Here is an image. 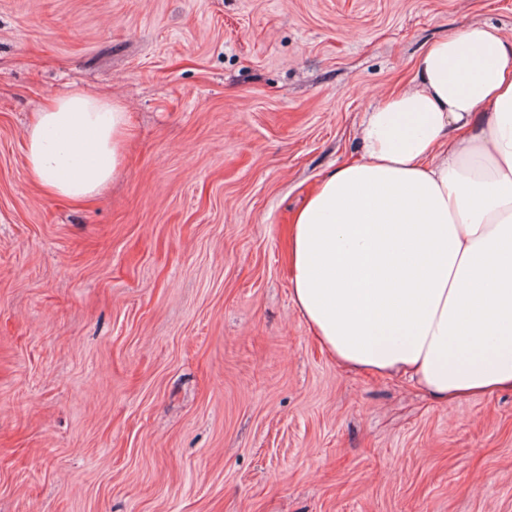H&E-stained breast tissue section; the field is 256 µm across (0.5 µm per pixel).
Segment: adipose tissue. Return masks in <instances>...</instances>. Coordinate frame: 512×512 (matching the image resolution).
<instances>
[{
    "label": "adipose tissue",
    "mask_w": 512,
    "mask_h": 512,
    "mask_svg": "<svg viewBox=\"0 0 512 512\" xmlns=\"http://www.w3.org/2000/svg\"><path fill=\"white\" fill-rule=\"evenodd\" d=\"M129 138L123 105L71 91L28 128L27 175L92 200ZM288 262L295 308L338 364L445 404L512 388V40L477 23L432 41L294 214Z\"/></svg>",
    "instance_id": "1"
}]
</instances>
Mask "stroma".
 <instances>
[{
  "mask_svg": "<svg viewBox=\"0 0 512 512\" xmlns=\"http://www.w3.org/2000/svg\"><path fill=\"white\" fill-rule=\"evenodd\" d=\"M512 0H0V512H512V390L354 374L296 311L292 216L365 110ZM122 102L72 206L35 112ZM127 114L112 99L78 89L53 100L25 136L31 182L72 203L96 198L120 170L131 135Z\"/></svg>",
  "mask_w": 512,
  "mask_h": 512,
  "instance_id": "stroma-1",
  "label": "stroma"
}]
</instances>
